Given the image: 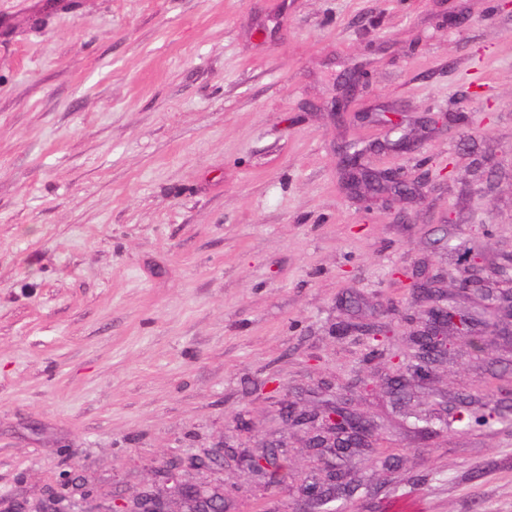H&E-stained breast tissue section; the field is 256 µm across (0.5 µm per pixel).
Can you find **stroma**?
<instances>
[{"mask_svg":"<svg viewBox=\"0 0 512 512\" xmlns=\"http://www.w3.org/2000/svg\"><path fill=\"white\" fill-rule=\"evenodd\" d=\"M349 148L417 196H352ZM452 239L512 266L501 0H0V498L127 499L347 395L379 426L348 512H512V423L413 427L512 389V337L394 390L405 276L453 268ZM288 454L287 490L202 478L227 512H294L317 475ZM364 76L359 71L353 70L348 73L344 78L343 86L344 93L342 96L335 100V112L336 114H342L346 111L347 103L356 91L363 85Z\"/></svg>","mask_w":512,"mask_h":512,"instance_id":"35a3bbf8","label":"stroma"}]
</instances>
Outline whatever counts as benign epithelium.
I'll use <instances>...</instances> for the list:
<instances>
[{"instance_id":"obj_1","label":"benign epithelium","mask_w":512,"mask_h":512,"mask_svg":"<svg viewBox=\"0 0 512 512\" xmlns=\"http://www.w3.org/2000/svg\"><path fill=\"white\" fill-rule=\"evenodd\" d=\"M362 73L353 70L344 78V93L335 100V112L346 111L347 103L363 85ZM339 168L347 181V186L355 194L365 193L371 199L380 193L401 195L407 185L395 184L392 180L376 176L361 166L359 153L343 152L339 158ZM467 266L459 270L455 278L457 291L461 294L480 292L493 295L487 288L484 277V263L479 256L465 255ZM436 277L415 276L409 282L413 302L423 304L421 325L413 334V351L400 357H393L397 364L408 371L425 372L438 365L448 356L449 337L465 341L476 351L483 350L485 342H474L475 320L460 312L448 298L447 290L439 286ZM286 419L297 426H310L308 447L316 448L331 456L338 452L352 458L364 448H371L378 439L377 426L367 417L357 415L348 407L331 403L320 414L308 415L290 411ZM266 450L252 456H238L230 448H214L201 455H190L175 461L174 468L208 470L216 460L234 461L246 467L253 474L264 479L267 486L288 487V483H275L291 470L288 454L275 450L277 444L267 442ZM324 482L306 488V499L300 512H322V504L336 498V483H352L350 472L336 467L330 459H325ZM0 512H88L80 501L71 496L50 495L28 505L15 501ZM98 512H224V494L212 491L209 487L182 482L167 470L160 475V482L150 491L132 499L114 502Z\"/></svg>"}]
</instances>
